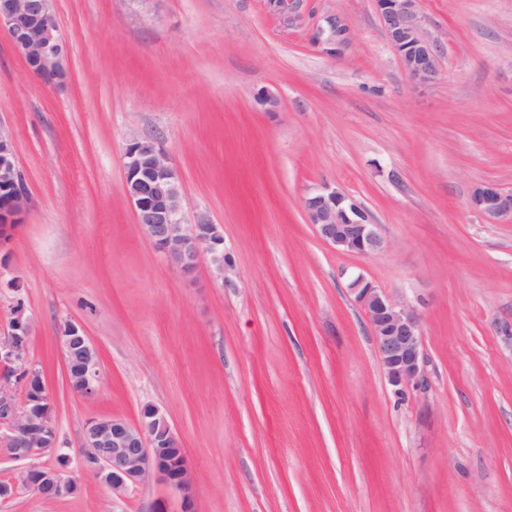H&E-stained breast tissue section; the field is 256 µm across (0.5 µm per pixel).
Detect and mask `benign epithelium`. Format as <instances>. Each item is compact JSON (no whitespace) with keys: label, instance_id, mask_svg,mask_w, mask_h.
I'll return each mask as SVG.
<instances>
[{"label":"benign epithelium","instance_id":"benign-epithelium-1","mask_svg":"<svg viewBox=\"0 0 512 512\" xmlns=\"http://www.w3.org/2000/svg\"><path fill=\"white\" fill-rule=\"evenodd\" d=\"M283 25L293 13L289 0H266ZM386 36L400 63L418 86L435 84L440 77L439 56L424 37L419 0H375ZM0 32L6 34L14 52L35 78L58 87L66 80L63 42L53 0H0ZM348 26L329 17L315 35L326 53L336 56L346 43ZM11 137L0 132V250L21 224L26 194L20 188ZM125 197L133 207L140 232L177 272L191 274L203 253H218L224 245L221 227L199 215L193 223L183 220V201L177 176L168 154L149 137L132 138L125 151ZM471 207L492 221L512 220V191L492 182L476 185ZM307 223L326 245L347 254L370 255L380 251L384 240L378 225L351 195L325 186L303 198ZM348 292L365 311L372 330L376 354L394 392L421 390L427 385L426 357L420 315L412 306L396 300L363 273L349 277ZM11 333L0 337V451L14 460L56 454L58 468L21 471L17 479L0 485V497L11 496L17 487L35 491L45 500L76 491V483L64 476L69 455L60 451L51 418L45 385L39 386L38 413L28 409L32 383L43 379L42 371L28 360L30 318L23 306L13 311ZM59 339L64 354L68 385H77L84 396L97 390L100 356L84 330L65 324ZM25 390L18 403L16 388ZM81 448L95 477L121 494L133 485L150 480L164 483L182 494L185 510L191 509L193 476L179 437L163 412L146 405L138 422L116 417L89 420L82 431Z\"/></svg>","mask_w":512,"mask_h":512}]
</instances>
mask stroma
I'll return each mask as SVG.
<instances>
[{
    "label": "stroma",
    "mask_w": 512,
    "mask_h": 512,
    "mask_svg": "<svg viewBox=\"0 0 512 512\" xmlns=\"http://www.w3.org/2000/svg\"><path fill=\"white\" fill-rule=\"evenodd\" d=\"M67 79L46 87L0 34V129L27 194L0 250V336L31 320L77 490L17 488L0 512H182L149 481L115 495L79 450L94 418L157 406L195 476V512H512V222L469 205L512 191V0H420L441 76L414 88L375 0H54ZM350 28L340 56L313 36ZM278 98L266 111L259 97ZM153 137L185 221L223 229L229 266L188 276L140 233L124 152ZM353 196L385 240L340 253L303 197ZM359 271L421 318L428 383L395 394ZM100 355L94 395L66 382L61 326ZM471 207L492 221L512 220V191L492 182L476 185L470 195Z\"/></svg>",
    "instance_id": "1"
}]
</instances>
